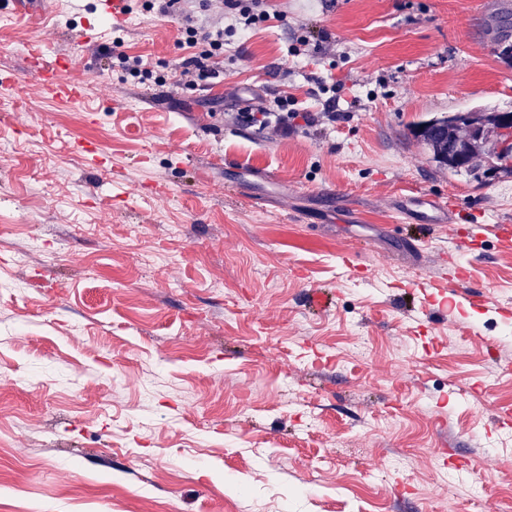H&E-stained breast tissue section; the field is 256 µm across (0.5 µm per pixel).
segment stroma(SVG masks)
<instances>
[{"label":"stroma","mask_w":512,"mask_h":512,"mask_svg":"<svg viewBox=\"0 0 512 512\" xmlns=\"http://www.w3.org/2000/svg\"><path fill=\"white\" fill-rule=\"evenodd\" d=\"M29 2L0 0V512H512V249L491 231L512 177L437 166L412 133L512 111V0H276L286 21L230 38L194 92L156 83L178 22L142 0L119 21ZM300 34L331 54L292 56ZM35 52L82 98L48 95ZM312 73L351 89L335 125L232 120L249 86L318 111ZM415 192L457 218L418 255ZM460 265L483 306L430 296ZM124 41L117 38L112 42V56L115 57L125 73L133 78L139 77L144 72L142 69L143 60L141 56H132L125 51L119 50Z\"/></svg>","instance_id":"obj_1"}]
</instances>
